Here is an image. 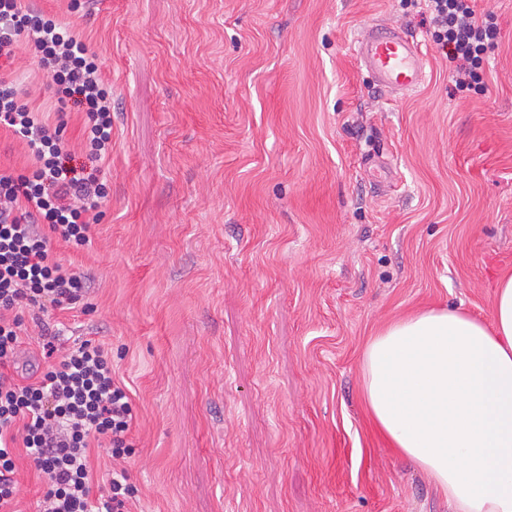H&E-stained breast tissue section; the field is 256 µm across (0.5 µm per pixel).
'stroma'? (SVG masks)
Masks as SVG:
<instances>
[{
    "mask_svg": "<svg viewBox=\"0 0 512 512\" xmlns=\"http://www.w3.org/2000/svg\"><path fill=\"white\" fill-rule=\"evenodd\" d=\"M70 25L112 89L108 197L81 249L91 311L65 350H112L136 415L131 512H448L376 432L361 353L379 327L489 318L512 270V0L460 91L415 0H22ZM421 42L393 94L348 46ZM54 110L18 52L0 78Z\"/></svg>",
    "mask_w": 512,
    "mask_h": 512,
    "instance_id": "stroma-1",
    "label": "stroma"
}]
</instances>
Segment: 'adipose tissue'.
I'll return each instance as SVG.
<instances>
[{
  "mask_svg": "<svg viewBox=\"0 0 512 512\" xmlns=\"http://www.w3.org/2000/svg\"><path fill=\"white\" fill-rule=\"evenodd\" d=\"M362 396L449 512H512V273L490 321L432 307L388 323L361 358Z\"/></svg>",
  "mask_w": 512,
  "mask_h": 512,
  "instance_id": "obj_1",
  "label": "adipose tissue"
}]
</instances>
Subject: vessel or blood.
<instances>
[{
  "instance_id": "1",
  "label": "vessel or blood",
  "mask_w": 512,
  "mask_h": 512,
  "mask_svg": "<svg viewBox=\"0 0 512 512\" xmlns=\"http://www.w3.org/2000/svg\"><path fill=\"white\" fill-rule=\"evenodd\" d=\"M350 50L376 81L391 91H413L425 80L422 45L403 30L373 25L367 35L352 41Z\"/></svg>"
}]
</instances>
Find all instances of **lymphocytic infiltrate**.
I'll list each match as a JSON object with an SVG mask.
<instances>
[{
  "mask_svg": "<svg viewBox=\"0 0 512 512\" xmlns=\"http://www.w3.org/2000/svg\"><path fill=\"white\" fill-rule=\"evenodd\" d=\"M422 2L439 49L460 64L456 87L481 83V56L498 34L494 16L479 13L478 0ZM23 42L57 103L82 114L91 165L66 166L62 126H49L14 83L0 80V126L22 138L36 160L28 174H0V512H15L21 454L46 481L42 512H129L136 490L126 471H113L107 491L98 494L90 462L95 446L116 461L133 450L136 415L112 376L108 350L86 339L54 358L61 330L46 323L49 365L20 378L1 371L21 353L22 310L69 309L85 297L89 277L64 267L52 242L88 245L106 198L99 163L112 152V92L97 55L56 17L23 8L21 0H0V58H14Z\"/></svg>",
  "mask_w": 512,
  "mask_h": 512,
  "instance_id": "1",
  "label": "lymphocytic infiltrate"
}]
</instances>
